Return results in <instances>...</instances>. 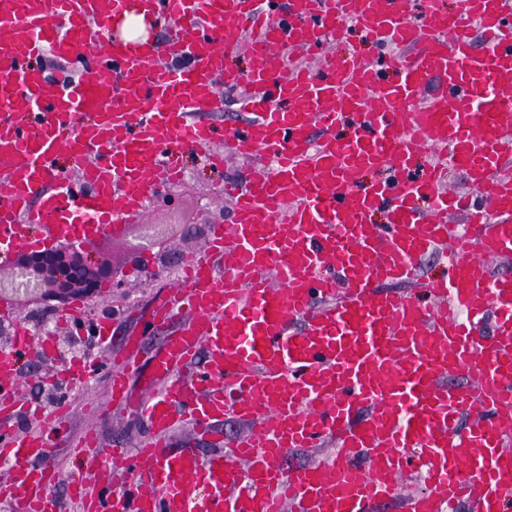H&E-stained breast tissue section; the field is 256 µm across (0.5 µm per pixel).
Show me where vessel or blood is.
<instances>
[{"mask_svg":"<svg viewBox=\"0 0 512 512\" xmlns=\"http://www.w3.org/2000/svg\"><path fill=\"white\" fill-rule=\"evenodd\" d=\"M140 5L178 21L180 36L124 46L114 22ZM420 7L415 25L410 0H0V249L19 224L64 235L78 215L86 244L121 234L171 182L172 145L223 164L206 117L221 85L242 88L250 116L227 135L233 155L273 162L225 187L230 219L156 304L164 342L150 375L144 337H124L113 355L111 402L145 419L151 438L128 454L84 431L79 454L111 460L112 476L108 489H76L81 512H370L414 475L424 487L404 512L463 501L512 512V267L494 274L488 264L512 258V9ZM351 19L399 50L395 80L358 51L316 68L287 60L344 38ZM242 45L254 59L245 75L224 66ZM49 52L90 80L47 74ZM174 58L187 67L172 70ZM434 80L442 91L426 95ZM425 148L438 160L421 177L411 162ZM61 152L78 164V183L56 171ZM451 166L474 194L447 192ZM376 168L389 177L359 187ZM419 198L426 210L414 208ZM379 208L388 223H371ZM433 252L448 273L427 282L418 265ZM397 284L414 291L394 294ZM418 289L437 296L433 309ZM29 344L21 327L0 351V421L20 408ZM459 373L467 384L450 383ZM227 416L248 433L212 432ZM185 419L216 451L172 449ZM322 446L330 459L279 464L287 449ZM52 458L42 431L0 437V500L11 512H57Z\"/></svg>","mask_w":512,"mask_h":512,"instance_id":"1","label":"vessel or blood"}]
</instances>
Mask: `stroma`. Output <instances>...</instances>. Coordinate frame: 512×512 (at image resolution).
<instances>
[{"label": "stroma", "instance_id": "obj_1", "mask_svg": "<svg viewBox=\"0 0 512 512\" xmlns=\"http://www.w3.org/2000/svg\"><path fill=\"white\" fill-rule=\"evenodd\" d=\"M219 104L209 118L219 131L214 150L225 155L220 168L210 166L201 154L172 148L171 157L188 170L189 177L177 184L160 189L152 200L147 201L141 215L129 220L120 236L112 240V271L115 277L127 280L126 293L104 294L83 300L85 314L80 320L68 317L66 309L46 308L36 303L15 305L11 316L0 319V330L14 333L23 326L39 332L43 322L59 328L69 339L63 352L42 349L33 345L28 359L38 365L37 373L22 372L19 378L21 397L25 404L8 425L9 432L23 433L34 427L50 429L47 420L60 398H68L73 407L68 433L56 442L55 452L60 464V477L54 495L61 512H78L70 488L75 479L81 478L90 484L104 483L110 477V468L98 465L83 466L70 448L86 427H94L105 447L134 449L150 434L148 425L126 412L113 410L110 403L108 379L105 370L79 378L69 373L70 366L78 361L99 364L106 357L108 346H120L122 336L135 333L146 336L148 342L140 356L142 363H150L161 338L151 336L145 322L154 300L165 291L176 286L175 264L162 263V256H174L178 261L205 255L208 249L209 228L227 222L231 212V201L224 195L225 182L245 177L249 172L267 169L268 162L262 158L244 161L225 152L222 137L227 128L242 125L246 115L240 109V93L236 90H219ZM175 222L163 248L145 247V263L153 270L150 281L144 282L132 274L128 262L130 246L138 237L139 228L145 224ZM108 319L112 322L115 336L111 345H104L99 337L84 333L83 328Z\"/></svg>", "mask_w": 512, "mask_h": 512}]
</instances>
